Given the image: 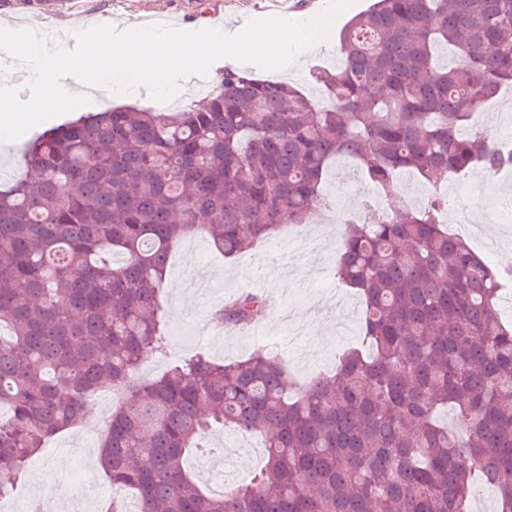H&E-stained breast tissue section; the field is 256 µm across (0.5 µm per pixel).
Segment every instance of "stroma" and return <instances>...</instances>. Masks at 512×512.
<instances>
[{"label": "stroma", "instance_id": "stroma-1", "mask_svg": "<svg viewBox=\"0 0 512 512\" xmlns=\"http://www.w3.org/2000/svg\"><path fill=\"white\" fill-rule=\"evenodd\" d=\"M72 12L64 17L38 5L37 0H0V22H13L28 12L30 24L60 26L73 30L84 25L134 26L144 14L177 15L184 24L213 26L223 16L225 30L241 27L249 20L270 16L268 0H70ZM350 165L333 163L323 186L326 209L337 213L357 212L368 193ZM456 209L464 211L466 223H449L451 233L465 238L492 267H500L505 255H512V184L491 192L484 187L482 169L470 171L465 185L454 198ZM342 225L323 223L314 215L308 224H282L279 231L254 250L227 259L207 237H199L200 254L187 255L186 242L172 251L161 290L169 329L185 328L194 333L193 345L168 340L162 354L148 361V376L205 351L212 358L231 361L250 354L260 342H273L298 332L302 356L291 362L289 372L299 381L332 371L344 350L364 344L360 331L361 301L355 290L340 285L334 275L340 249ZM289 272L293 285L278 287L277 277ZM268 295L272 303L257 319V328L231 331L211 328V313L229 295L244 291ZM105 428L102 419L83 418L75 427L51 438L33 456L24 479L10 500L22 512L42 502L41 486L55 487L61 512H99L100 503L112 493V483L98 464L99 439ZM245 454L230 458L223 477L206 470L208 455L194 454L188 467L203 484L232 486L249 482L264 463L263 441L254 435L246 440Z\"/></svg>", "mask_w": 512, "mask_h": 512}]
</instances>
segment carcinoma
I'll return each instance as SVG.
<instances>
[{"instance_id": "1", "label": "carcinoma", "mask_w": 512, "mask_h": 512, "mask_svg": "<svg viewBox=\"0 0 512 512\" xmlns=\"http://www.w3.org/2000/svg\"><path fill=\"white\" fill-rule=\"evenodd\" d=\"M341 47L336 71L311 73L325 106L227 68L200 106L88 112L24 147L33 178L0 188V498L112 388L100 463L139 512H468L478 481L512 512V324L499 271L448 233L441 195L347 222L336 275L370 349L334 374L299 387L260 348L137 376L165 345L177 241L204 231L229 259L308 223L339 158L384 193L404 172L512 166L473 131L512 86V0H373ZM266 304L242 292L214 320L248 325ZM217 427L264 436L267 453L222 492L183 465L222 451L203 443Z\"/></svg>"}]
</instances>
